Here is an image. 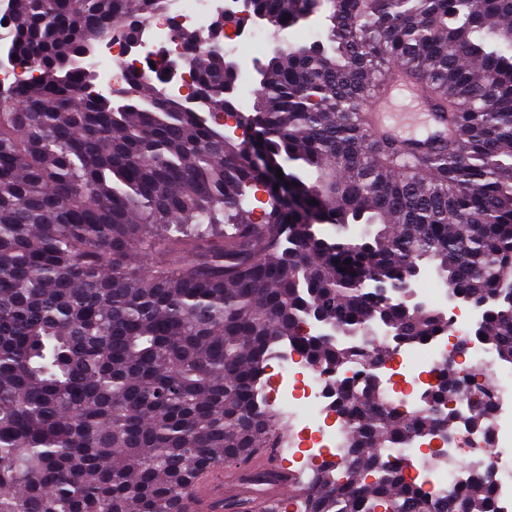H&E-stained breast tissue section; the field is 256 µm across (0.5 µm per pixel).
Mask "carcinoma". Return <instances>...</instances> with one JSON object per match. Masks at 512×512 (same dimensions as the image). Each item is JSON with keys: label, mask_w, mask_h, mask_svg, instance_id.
Wrapping results in <instances>:
<instances>
[{"label": "carcinoma", "mask_w": 512, "mask_h": 512, "mask_svg": "<svg viewBox=\"0 0 512 512\" xmlns=\"http://www.w3.org/2000/svg\"><path fill=\"white\" fill-rule=\"evenodd\" d=\"M7 6L6 49L37 75L0 91V512H185L228 466L261 497L282 478L252 461L281 438L258 397L279 346L335 369L350 338L430 341L445 316L402 291L423 267L512 364V0H251L276 34L324 20L257 69L263 166L220 120L241 72L218 45L245 18L206 42L173 26L199 60L190 104L134 69L95 94L100 36L140 41L168 0ZM390 69L440 116L423 145L367 129ZM450 396L485 420L450 371L414 415L374 373L341 388L346 453L288 471L296 493L263 512H495L494 472L448 494L391 455L451 439Z\"/></svg>", "instance_id": "1"}]
</instances>
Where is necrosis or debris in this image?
Segmentation results:
<instances>
[{"mask_svg":"<svg viewBox=\"0 0 512 512\" xmlns=\"http://www.w3.org/2000/svg\"><path fill=\"white\" fill-rule=\"evenodd\" d=\"M169 3V14L176 19L177 26L202 32L216 15L238 14L240 0H169ZM174 45L171 27L147 21L142 25L138 52H131L119 40L112 41L108 52L123 66L144 73L152 62L159 60L162 50ZM426 305L446 308L448 327L437 338L420 346L394 344L389 361L377 369L388 402L415 412L428 388L449 369L468 378L476 394H489L491 411L483 426L473 428L465 423L467 406L449 399L448 408L462 421L460 433L467 441L464 458L447 451L431 463L421 449L413 446L399 449L397 457L415 471L432 465L438 487L445 490L456 487L473 473L494 470L499 479V512H512V364L500 361L484 343L472 338L478 307H449L448 291L444 288L428 289ZM276 367V383L266 384L259 395L263 398L280 395L282 414L296 426L292 447L305 445L331 455L344 453L346 427L334 411L338 388L343 384H360L365 376L363 364L348 362L332 372L310 362L301 348L293 346L280 353Z\"/></svg>","mask_w":512,"mask_h":512,"instance_id":"4bbe7bcc","label":"necrosis or debris"}]
</instances>
